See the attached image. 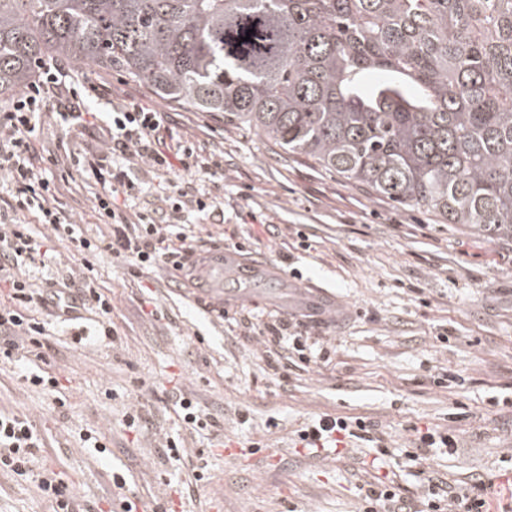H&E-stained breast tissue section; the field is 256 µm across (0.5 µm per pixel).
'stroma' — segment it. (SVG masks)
I'll use <instances>...</instances> for the list:
<instances>
[{"mask_svg":"<svg viewBox=\"0 0 512 512\" xmlns=\"http://www.w3.org/2000/svg\"><path fill=\"white\" fill-rule=\"evenodd\" d=\"M70 85L86 108L134 101L162 112L171 147L193 143L223 221L184 215L206 248L271 258L288 277L312 282L351 308L344 324L318 320L263 298L217 308L173 286L171 267L141 276L102 251L91 260L112 300V336L99 334L91 305L67 318L32 305L49 336L42 357L0 358V410L27 417L45 449L37 467L70 483L83 512H360L362 486L393 482L420 508L427 478L490 483L491 512L512 500V241L424 209L392 204L304 156L281 149L222 116L166 102L118 72L70 62ZM36 153L65 160L103 151L98 131L50 119ZM58 202L85 236L107 234L92 210L101 184L66 164ZM276 229L264 233L263 224ZM285 322L323 345L302 362L293 350L262 345L243 316ZM58 380L56 391L28 386L27 371ZM194 398L213 425L182 429L178 395ZM149 417L126 430V412ZM322 414L363 416L389 448L408 449L413 429L454 430L459 449L420 467H372L369 442L312 456L295 431ZM93 434L105 453L84 447ZM181 437L184 459L168 458ZM125 474L117 491L112 473ZM0 512H53L34 477L0 473Z\"/></svg>","mask_w":512,"mask_h":512,"instance_id":"stroma-1","label":"stroma"}]
</instances>
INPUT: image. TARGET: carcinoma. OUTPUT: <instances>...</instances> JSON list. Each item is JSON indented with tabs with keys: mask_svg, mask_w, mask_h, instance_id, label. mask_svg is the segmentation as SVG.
<instances>
[{
	"mask_svg": "<svg viewBox=\"0 0 512 512\" xmlns=\"http://www.w3.org/2000/svg\"><path fill=\"white\" fill-rule=\"evenodd\" d=\"M58 58L512 239V0H0V102Z\"/></svg>",
	"mask_w": 512,
	"mask_h": 512,
	"instance_id": "cac0c4a2",
	"label": "carcinoma"
}]
</instances>
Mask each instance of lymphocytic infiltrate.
<instances>
[{
	"mask_svg": "<svg viewBox=\"0 0 512 512\" xmlns=\"http://www.w3.org/2000/svg\"><path fill=\"white\" fill-rule=\"evenodd\" d=\"M68 75L63 66L43 69L9 108L0 111V171L7 173L15 188L11 200L0 202V284L8 286L11 300L10 305L0 307V353L8 358L19 349L21 337L45 333L44 325L29 315L36 291L26 269L44 266L46 254L42 241L27 227L26 213L37 212L41 224L67 237L81 259L82 273L67 275L60 287L47 289L46 302L58 307L79 298L93 303L106 316L112 304L88 274L92 256L109 251L135 275L178 263L180 257L195 249L187 234L177 229L183 213L194 211L217 217L223 212L216 196L169 178L175 168L189 172L197 167L194 147L171 150L161 112L130 102L113 105L101 128L106 154L75 157L76 165L91 172L104 186L92 208L109 233L88 238L77 231L56 205L58 159L35 155L30 144L37 127L53 116L74 125H90L89 111L56 98ZM134 162L143 164L149 173L168 177L159 201L147 199L142 181L130 168ZM298 438L312 452L347 438L361 439L373 443L378 464L392 455L383 438L376 436L372 422L363 416H322L300 429ZM41 446V437L26 417L0 412L1 472L28 476ZM422 497L424 512H489L487 487L482 482L454 486L431 479Z\"/></svg>",
	"mask_w": 512,
	"mask_h": 512,
	"instance_id": "lymphocytic-infiltrate-1",
	"label": "lymphocytic infiltrate"
}]
</instances>
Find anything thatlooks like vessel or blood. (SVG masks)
<instances>
[{"label": "vessel or blood", "instance_id": "vessel-or-blood-1", "mask_svg": "<svg viewBox=\"0 0 512 512\" xmlns=\"http://www.w3.org/2000/svg\"><path fill=\"white\" fill-rule=\"evenodd\" d=\"M196 288L210 296L213 304L223 305L227 292L245 288L258 294H272L282 287L284 275L267 258H247L233 251L213 250L192 261ZM294 304L303 313L319 318L332 317L337 311L335 298L311 284L296 286Z\"/></svg>", "mask_w": 512, "mask_h": 512}]
</instances>
